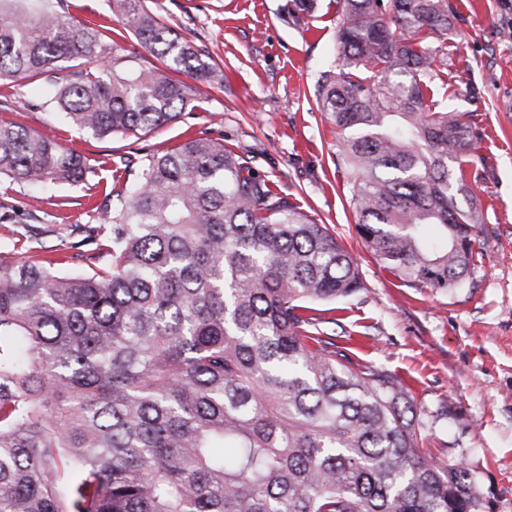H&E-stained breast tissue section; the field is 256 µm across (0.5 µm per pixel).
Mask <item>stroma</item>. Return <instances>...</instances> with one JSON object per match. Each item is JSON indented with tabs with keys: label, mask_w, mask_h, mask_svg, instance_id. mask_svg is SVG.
Listing matches in <instances>:
<instances>
[{
	"label": "stroma",
	"mask_w": 512,
	"mask_h": 512,
	"mask_svg": "<svg viewBox=\"0 0 512 512\" xmlns=\"http://www.w3.org/2000/svg\"><path fill=\"white\" fill-rule=\"evenodd\" d=\"M448 2L456 19L439 105L467 114L481 132L463 167L485 219L475 244L483 258L460 287L404 286L354 230L349 173L336 163V130L314 97L336 56V0H316L298 25L282 20L290 0H146L215 71L179 122L135 135L100 139L45 111L64 69L1 87L0 121L63 144L95 173L41 193L1 182L0 214L11 219L0 223V241L27 235L34 253L60 258L61 270L88 269L98 260L85 241L88 212L146 154L193 136L224 143L357 259L364 287L325 332L352 339L356 360L395 375L426 424L425 448L436 462L467 464L484 512H512V0Z\"/></svg>",
	"instance_id": "stroma-1"
}]
</instances>
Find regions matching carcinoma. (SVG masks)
<instances>
[{
	"label": "carcinoma",
	"mask_w": 512,
	"mask_h": 512,
	"mask_svg": "<svg viewBox=\"0 0 512 512\" xmlns=\"http://www.w3.org/2000/svg\"><path fill=\"white\" fill-rule=\"evenodd\" d=\"M160 65L135 67L63 0H0V84L68 80L44 102L98 137L177 122L213 67L146 0H113ZM336 61L314 95L336 126L355 229L411 288L459 287L481 259L463 169L478 128L433 106L446 0H339ZM314 0H293L298 22ZM93 173L0 122V178ZM110 264L63 273L0 258V512H483L469 468L420 448L384 369L327 336L363 287L323 224L207 137L146 155L97 227Z\"/></svg>",
	"instance_id": "obj_1"
}]
</instances>
